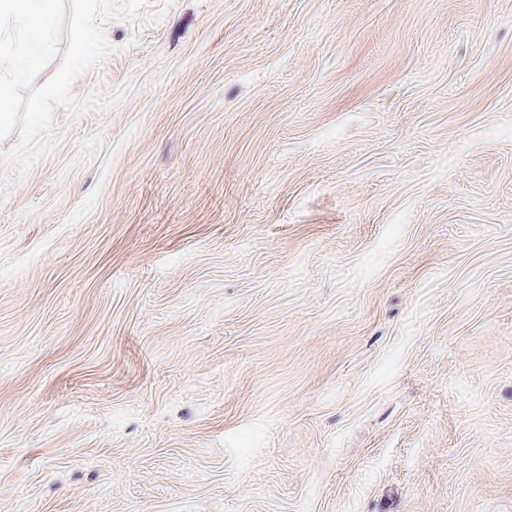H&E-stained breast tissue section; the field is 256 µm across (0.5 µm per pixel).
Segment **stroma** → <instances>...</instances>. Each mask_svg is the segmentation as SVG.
<instances>
[{
	"mask_svg": "<svg viewBox=\"0 0 512 512\" xmlns=\"http://www.w3.org/2000/svg\"><path fill=\"white\" fill-rule=\"evenodd\" d=\"M0 186V512H512V0H152Z\"/></svg>",
	"mask_w": 512,
	"mask_h": 512,
	"instance_id": "1",
	"label": "stroma"
}]
</instances>
